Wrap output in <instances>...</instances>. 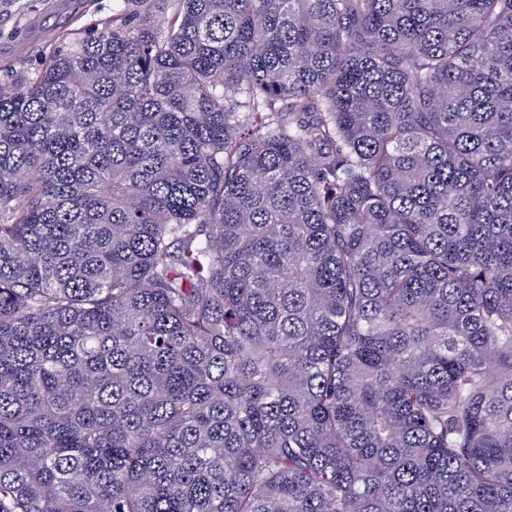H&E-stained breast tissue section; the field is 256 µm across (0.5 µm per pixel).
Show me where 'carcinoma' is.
Listing matches in <instances>:
<instances>
[{"instance_id": "cac0c4a2", "label": "carcinoma", "mask_w": 512, "mask_h": 512, "mask_svg": "<svg viewBox=\"0 0 512 512\" xmlns=\"http://www.w3.org/2000/svg\"><path fill=\"white\" fill-rule=\"evenodd\" d=\"M124 4L0 93V512H512V0Z\"/></svg>"}]
</instances>
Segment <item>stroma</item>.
<instances>
[{
    "label": "stroma",
    "mask_w": 512,
    "mask_h": 512,
    "mask_svg": "<svg viewBox=\"0 0 512 512\" xmlns=\"http://www.w3.org/2000/svg\"><path fill=\"white\" fill-rule=\"evenodd\" d=\"M121 0H0V92L34 76L45 58L118 17Z\"/></svg>",
    "instance_id": "obj_1"
}]
</instances>
